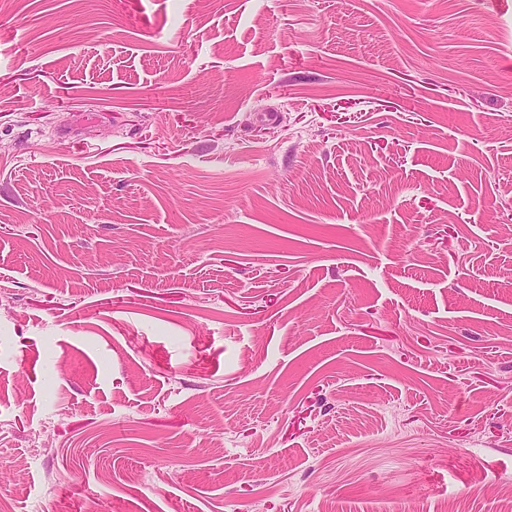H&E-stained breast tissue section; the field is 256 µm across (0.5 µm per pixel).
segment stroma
Instances as JSON below:
<instances>
[{"instance_id": "1", "label": "stroma", "mask_w": 512, "mask_h": 512, "mask_svg": "<svg viewBox=\"0 0 512 512\" xmlns=\"http://www.w3.org/2000/svg\"><path fill=\"white\" fill-rule=\"evenodd\" d=\"M8 512H512V0H0Z\"/></svg>"}]
</instances>
